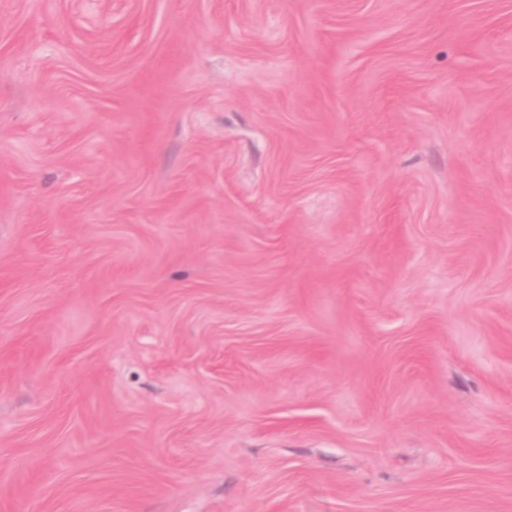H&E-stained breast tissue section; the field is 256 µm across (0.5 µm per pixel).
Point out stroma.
Masks as SVG:
<instances>
[{"instance_id":"35a3bbf8","label":"stroma","mask_w":512,"mask_h":512,"mask_svg":"<svg viewBox=\"0 0 512 512\" xmlns=\"http://www.w3.org/2000/svg\"><path fill=\"white\" fill-rule=\"evenodd\" d=\"M0 512H512V0H0Z\"/></svg>"}]
</instances>
